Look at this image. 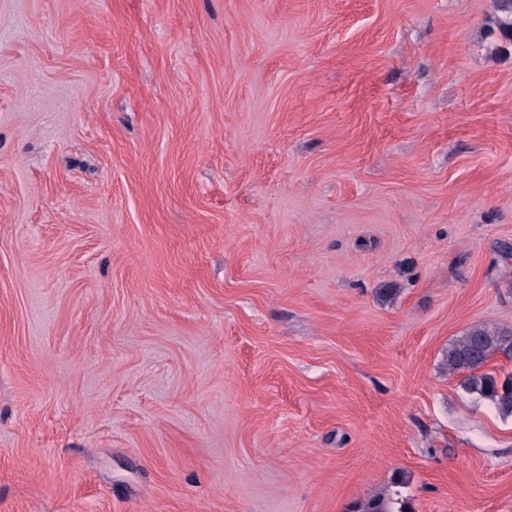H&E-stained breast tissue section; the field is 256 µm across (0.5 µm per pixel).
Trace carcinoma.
Returning a JSON list of instances; mask_svg holds the SVG:
<instances>
[{"instance_id": "carcinoma-1", "label": "carcinoma", "mask_w": 512, "mask_h": 512, "mask_svg": "<svg viewBox=\"0 0 512 512\" xmlns=\"http://www.w3.org/2000/svg\"><path fill=\"white\" fill-rule=\"evenodd\" d=\"M489 34L503 45L512 40V0H495V14L489 25ZM502 355L512 360V329L485 325L474 327L448 346V370L465 375L466 390L488 399L503 415H512V374L499 379L484 367ZM360 512H407L404 507L394 509L393 501L383 494L375 495L359 505Z\"/></svg>"}]
</instances>
